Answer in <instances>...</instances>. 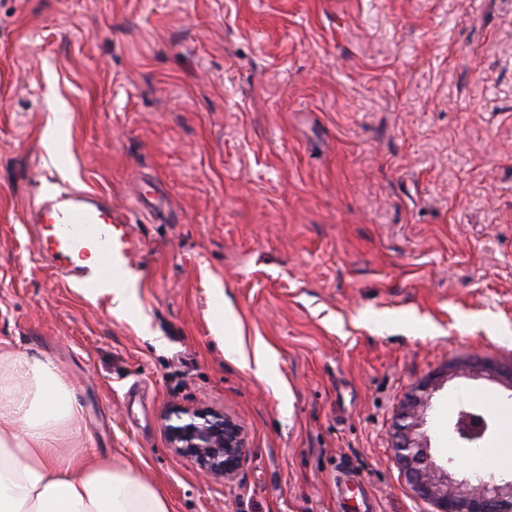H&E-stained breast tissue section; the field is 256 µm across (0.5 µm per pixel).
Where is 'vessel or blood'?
Segmentation results:
<instances>
[{"label":"vessel or blood","mask_w":512,"mask_h":512,"mask_svg":"<svg viewBox=\"0 0 512 512\" xmlns=\"http://www.w3.org/2000/svg\"><path fill=\"white\" fill-rule=\"evenodd\" d=\"M25 221L34 229L39 257L86 289L101 277L121 281L137 251L127 217L97 191L49 189L26 209Z\"/></svg>","instance_id":"vessel-or-blood-1"}]
</instances>
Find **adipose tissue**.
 <instances>
[{"instance_id": "adipose-tissue-1", "label": "adipose tissue", "mask_w": 512, "mask_h": 512, "mask_svg": "<svg viewBox=\"0 0 512 512\" xmlns=\"http://www.w3.org/2000/svg\"><path fill=\"white\" fill-rule=\"evenodd\" d=\"M81 422L50 361L0 348V512H170L136 465L89 460Z\"/></svg>"}]
</instances>
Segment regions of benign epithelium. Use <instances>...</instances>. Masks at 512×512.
Here are the masks:
<instances>
[{
  "label": "benign epithelium",
  "instance_id": "1",
  "mask_svg": "<svg viewBox=\"0 0 512 512\" xmlns=\"http://www.w3.org/2000/svg\"><path fill=\"white\" fill-rule=\"evenodd\" d=\"M473 376L503 379L511 371L488 361L470 365ZM421 401L409 398L404 403L394 433V450L401 471L419 497L429 501L434 512H512V481L504 479H458L452 469L433 460L423 449L425 464L411 458L407 449L416 443L413 431L420 419ZM170 447L189 460L205 477L231 481L241 465L245 440L233 417L205 405L172 407L164 414Z\"/></svg>",
  "mask_w": 512,
  "mask_h": 512
}]
</instances>
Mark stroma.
Segmentation results:
<instances>
[{"instance_id":"obj_1","label":"stroma","mask_w":512,"mask_h":512,"mask_svg":"<svg viewBox=\"0 0 512 512\" xmlns=\"http://www.w3.org/2000/svg\"><path fill=\"white\" fill-rule=\"evenodd\" d=\"M147 178L166 209L138 208ZM51 181L129 216V312L35 259L22 215ZM506 329L512 0H0V341L53 362L91 458L135 462L170 512H339L344 473L375 512H432L399 407L420 392L418 443L467 456L448 397L501 395L458 371L512 368ZM258 342L272 379L224 355ZM201 404L243 429L232 481L169 445L167 409Z\"/></svg>"}]
</instances>
